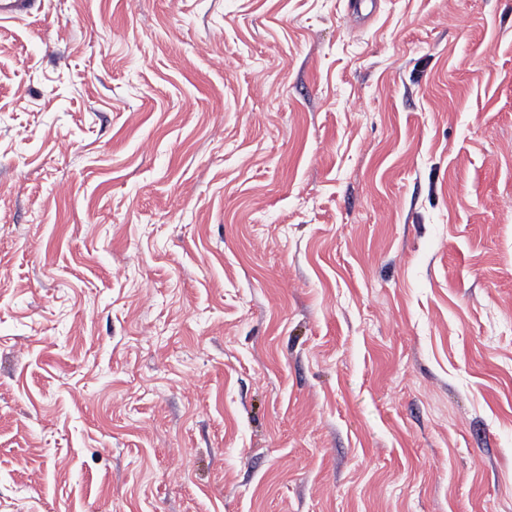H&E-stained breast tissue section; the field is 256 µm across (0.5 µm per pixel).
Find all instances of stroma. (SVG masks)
I'll return each mask as SVG.
<instances>
[{"mask_svg":"<svg viewBox=\"0 0 512 512\" xmlns=\"http://www.w3.org/2000/svg\"><path fill=\"white\" fill-rule=\"evenodd\" d=\"M0 512H512V0L0 23Z\"/></svg>","mask_w":512,"mask_h":512,"instance_id":"1","label":"stroma"}]
</instances>
